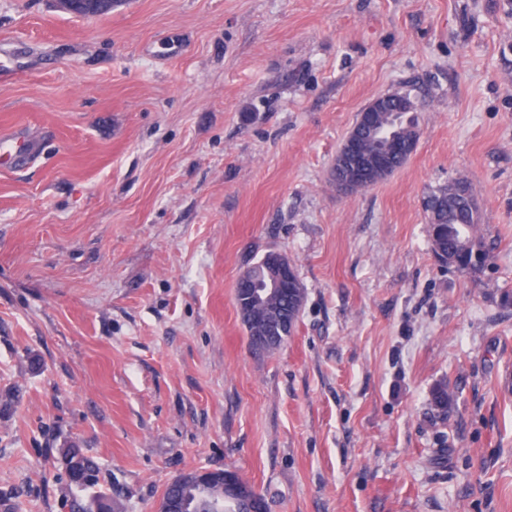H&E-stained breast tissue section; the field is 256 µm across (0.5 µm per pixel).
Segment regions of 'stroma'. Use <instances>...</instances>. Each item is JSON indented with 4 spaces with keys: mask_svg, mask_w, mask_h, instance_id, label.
Returning <instances> with one entry per match:
<instances>
[{
    "mask_svg": "<svg viewBox=\"0 0 512 512\" xmlns=\"http://www.w3.org/2000/svg\"><path fill=\"white\" fill-rule=\"evenodd\" d=\"M421 97L407 163L337 192L374 97ZM0 512H65L63 448L127 512L237 471L268 512H512V0H0ZM466 178L495 254L441 265ZM306 301L252 348L268 249ZM447 382L446 416L431 403ZM78 1H82L79 6L81 11L77 10ZM59 6L69 13L83 17H92L108 11L112 7V0H57ZM431 246L435 256L462 274H476L491 260L485 247L475 198L469 184L455 179L434 192L429 202Z\"/></svg>",
    "mask_w": 512,
    "mask_h": 512,
    "instance_id": "35a3bbf8",
    "label": "stroma"
}]
</instances>
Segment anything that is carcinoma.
<instances>
[{"instance_id": "carcinoma-1", "label": "carcinoma", "mask_w": 512, "mask_h": 512, "mask_svg": "<svg viewBox=\"0 0 512 512\" xmlns=\"http://www.w3.org/2000/svg\"><path fill=\"white\" fill-rule=\"evenodd\" d=\"M419 138L417 120L403 113L396 120L394 113L386 112L370 147L390 149L399 140ZM429 224H431V246L435 256L443 264L462 274H475L491 260L492 255L485 247L482 227L478 224L475 198L469 184L463 179H455L440 187L429 199ZM305 300L303 284L291 289L288 295L279 299L257 303L252 296L236 297V304L244 324L253 330L255 336H271V343L263 346L252 341V346L272 354L290 336ZM453 394L448 384L440 383L432 391V402L443 414L448 412V404ZM62 459L69 477L70 486L79 491L91 492L86 501L77 495H69L65 506L69 512H125L124 506L112 495L99 490V469L95 462L81 449H62ZM161 498L171 499L180 504L188 499L194 503L195 512H212L215 503L223 505V512H252L254 503L264 497L246 480L238 478L236 484L218 486L204 484L199 480H186L165 487Z\"/></svg>"}]
</instances>
